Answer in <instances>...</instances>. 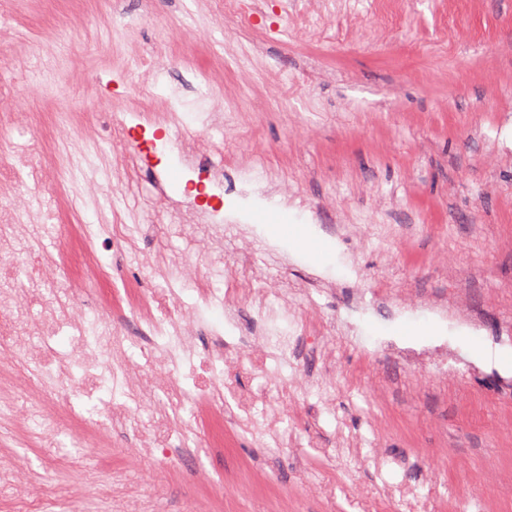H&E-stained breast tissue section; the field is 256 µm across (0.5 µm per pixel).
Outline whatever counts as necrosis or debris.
Listing matches in <instances>:
<instances>
[{
	"instance_id": "necrosis-or-debris-1",
	"label": "necrosis or debris",
	"mask_w": 512,
	"mask_h": 512,
	"mask_svg": "<svg viewBox=\"0 0 512 512\" xmlns=\"http://www.w3.org/2000/svg\"><path fill=\"white\" fill-rule=\"evenodd\" d=\"M7 157L0 165V428L21 427L52 444L67 435L70 447L62 457L75 466L84 459L106 465L102 447L115 435L127 434L136 441V454L167 467L189 461L195 448L223 447L219 430L228 415L241 429L261 427L272 447L282 450L296 447L301 438L295 424L283 421L284 406L296 396L315 398L321 412L333 414L334 382L299 384L298 349H327L336 330L354 334L368 312L365 302L352 305L338 321L298 314L293 332L275 338L276 305L287 302L288 293L248 287L249 266L216 288L180 253L145 256L140 266L150 268L164 286L138 287L131 273L112 269L94 247L108 235L113 250L119 251L125 237L113 235L107 224L61 223L58 206L34 200L33 183L52 195L60 193L61 175L45 153L33 156L12 147ZM191 188L194 206L174 213L171 221L204 225V234L194 240L198 254L212 264L223 262L218 245L223 235V161L203 164ZM35 217L55 232V254L38 257L31 224ZM63 270L73 280L107 283L96 308L57 293L54 284ZM186 281L194 285L189 304L180 289ZM215 309L224 314V328L198 319ZM245 310L255 315L258 335H235ZM420 312L448 326L449 335L425 343L393 334L376 336L373 354L417 364L442 379L471 367L454 338L479 330L480 319L449 313L447 305L413 295L393 315ZM63 334L68 343L56 348L54 340ZM272 368L280 375L276 390L262 383L241 389L243 379ZM148 397L156 409L148 420H138L135 411ZM75 495L71 486L42 484L21 474L12 461L0 459V512H40L55 498Z\"/></svg>"
}]
</instances>
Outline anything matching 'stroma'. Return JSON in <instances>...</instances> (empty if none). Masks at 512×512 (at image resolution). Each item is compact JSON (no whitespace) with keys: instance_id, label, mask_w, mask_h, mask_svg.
<instances>
[{"instance_id":"1","label":"stroma","mask_w":512,"mask_h":512,"mask_svg":"<svg viewBox=\"0 0 512 512\" xmlns=\"http://www.w3.org/2000/svg\"><path fill=\"white\" fill-rule=\"evenodd\" d=\"M67 54L60 92L48 98L35 80L19 81L0 64V83L16 85L0 112H24L31 134L51 139L53 116L78 123L69 138L85 144L84 169L96 194L72 210L86 224H108L113 210L138 226L125 251L100 242L104 259L129 269L146 288L161 282L138 264L142 255L190 251L162 216L186 200L193 176L181 150L196 138L202 156L224 154V180L245 173L250 195L223 199L237 223L224 234V258L247 252L279 278L287 262L295 283L322 275L335 291L302 311L340 316L352 300L347 263L364 271V298L389 289L369 333L398 330L414 342L439 328L418 317L400 325L387 311L402 291L461 297V309L484 318L463 342L482 369L441 383L419 367L363 359L353 347L336 357V408L346 433L371 450L342 465L313 448L275 456L260 436L224 427V445L200 460L211 481L197 485L178 470L113 442V463L162 512H400L376 476L373 453L396 463L397 479L418 488L439 484L436 512H512V0H406L396 19L374 18L367 0H279L244 28L211 0H18L0 15V54H22L31 42ZM216 70L220 91L200 93L185 69ZM174 104L181 122L154 113ZM143 131L170 144L160 161L135 145L104 143L106 128ZM181 168L185 182L162 191L158 174ZM303 194L322 223H348L352 236L326 237L331 254L268 233L283 194ZM20 471L56 483L81 484L82 512L101 486L84 482L38 441L13 444Z\"/></svg>"}]
</instances>
